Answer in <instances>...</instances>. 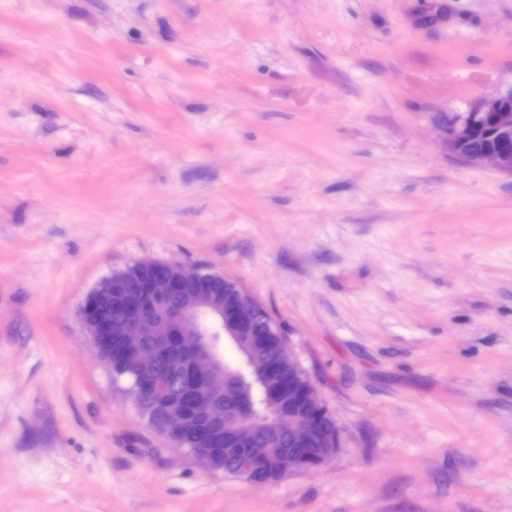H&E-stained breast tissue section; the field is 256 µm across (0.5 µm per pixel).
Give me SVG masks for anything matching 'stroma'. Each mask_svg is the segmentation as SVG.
I'll use <instances>...</instances> for the list:
<instances>
[{
	"instance_id": "1",
	"label": "stroma",
	"mask_w": 512,
	"mask_h": 512,
	"mask_svg": "<svg viewBox=\"0 0 512 512\" xmlns=\"http://www.w3.org/2000/svg\"><path fill=\"white\" fill-rule=\"evenodd\" d=\"M508 86L512 0H0V512H512V177L434 120ZM144 260L267 312L324 468L147 423L79 318Z\"/></svg>"
}]
</instances>
